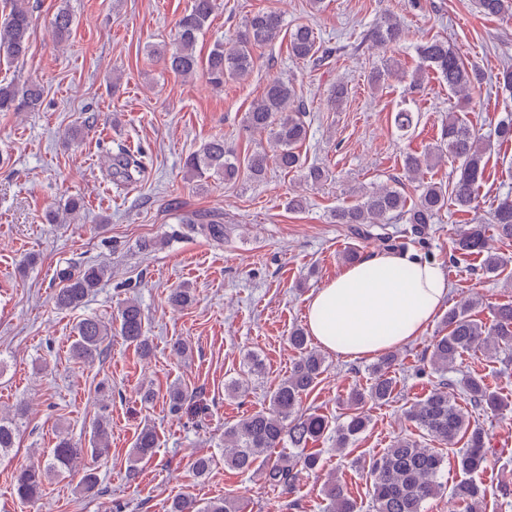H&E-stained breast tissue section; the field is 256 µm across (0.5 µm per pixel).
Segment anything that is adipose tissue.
Wrapping results in <instances>:
<instances>
[{
	"label": "adipose tissue",
	"instance_id": "adipose-tissue-1",
	"mask_svg": "<svg viewBox=\"0 0 512 512\" xmlns=\"http://www.w3.org/2000/svg\"><path fill=\"white\" fill-rule=\"evenodd\" d=\"M447 298L448 281L438 263L374 251L312 295L308 332L327 351L371 359L421 336Z\"/></svg>",
	"mask_w": 512,
	"mask_h": 512
}]
</instances>
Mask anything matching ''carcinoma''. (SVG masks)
<instances>
[{"label": "carcinoma", "mask_w": 512, "mask_h": 512, "mask_svg": "<svg viewBox=\"0 0 512 512\" xmlns=\"http://www.w3.org/2000/svg\"><path fill=\"white\" fill-rule=\"evenodd\" d=\"M479 12L512 20V0H476ZM216 9V0H191L189 10L178 23V35L171 51L162 48L166 69L183 77L204 75L214 88L224 87V81L246 80L254 69L253 51L273 43L283 27L282 17L273 11H258L245 20L233 38L218 42L206 57L196 52L198 35L207 28ZM73 19L69 10H58L53 31L58 41L69 39ZM32 14L25 0H10V12L0 25V58L17 61L29 49ZM369 39L378 47L397 46L403 40L400 22L384 17L369 30ZM418 65L414 83L419 84L430 72L444 78L448 90L461 99H467L483 80L482 74L468 66L446 40L433 39L415 46ZM322 46L313 28L297 24L289 31L288 54L303 61L315 62L320 58ZM42 104V90L35 85L19 86L13 82L0 83V112H34ZM414 111L403 101L394 114L393 123L399 136L404 138L414 125ZM244 127L249 131H267L275 149L270 156L264 150L255 151L239 159L235 151L214 137L185 161L187 177L203 185L211 179L234 185L242 179L260 181L269 163L284 172H299L303 182L316 187L328 180L329 170L323 166H307L299 148L308 137L309 124L306 108L299 100L293 80L274 77L268 81L260 98L246 113ZM490 142L473 130L466 121L448 114L444 124L442 144L421 155L404 156L403 170L409 180H416L423 168L447 154L459 163L457 176L446 190L434 182H418L417 198L411 205L400 181L377 187L353 189L355 201L336 209L332 222L346 225L356 239L375 238L388 251L405 248V243L387 232V224L401 220L410 225L413 239H425L429 224L448 205L458 212H468L478 204L479 190L485 180V156ZM146 164L142 158L122 151L113 158L112 177L124 184H132L143 175ZM182 223L190 229L215 240L228 235L227 228L202 216L185 217ZM491 224L499 238L512 240V198L501 199L494 208ZM453 251L462 257L482 259V269L497 274L504 265L501 257L490 250L482 224H466L456 231ZM110 274L104 265H85L77 271L65 268L57 272L60 288L55 303L62 310H75ZM473 300H463L448 309L443 317L446 333L435 338L430 348L429 365L438 375V387L425 397L409 403L406 416L418 429L434 440L448 445L464 441L457 454V467L464 478L457 481L450 492L461 512H477L485 490L474 476L487 468L486 433L484 428L466 419L464 413L448 395V369L465 352L481 350L494 355L512 349V303L499 306L494 323L485 325L474 318ZM75 340L72 356L81 362H93L104 352L106 341L116 332L134 346L141 357L152 354V344L146 336L145 316L141 304L135 299L125 300L116 314L107 322L97 317L81 319L74 327ZM290 346L298 353L293 367L269 396L267 408L253 412L227 426L224 431V466L245 474L261 472L264 483L282 495L297 492L301 477L320 467L319 451L313 444L329 437L336 449L349 447L367 428L368 420L360 412H351L340 421L316 411L302 410L303 396L318 384L325 370L324 356L313 349L309 336L296 327L289 336ZM399 354L388 351L373 365V383L368 392L352 391L348 406L354 407L370 399L385 402L393 398L396 379L392 370L398 364ZM470 402L477 408L500 410L505 407L501 394L492 391L480 378L469 377L464 382ZM18 440L17 416H0V454L7 453ZM159 442L155 428L146 426L137 434L134 448L139 459L151 456ZM290 447L296 453L271 459V451ZM109 452L107 421L96 422L89 446L83 448L68 436H60L48 452L47 460L21 466L15 475V493L23 502L35 501L45 484L53 477L71 471L83 456L100 459ZM444 458L436 449L428 448L416 440L401 436L384 452L363 462L370 477L371 512H423L424 503L437 497L442 489L439 475ZM323 493L324 512H361L346 487L331 478ZM169 512H239L235 499L226 497L202 505L189 497L172 500Z\"/></svg>", "instance_id": "obj_1"}]
</instances>
